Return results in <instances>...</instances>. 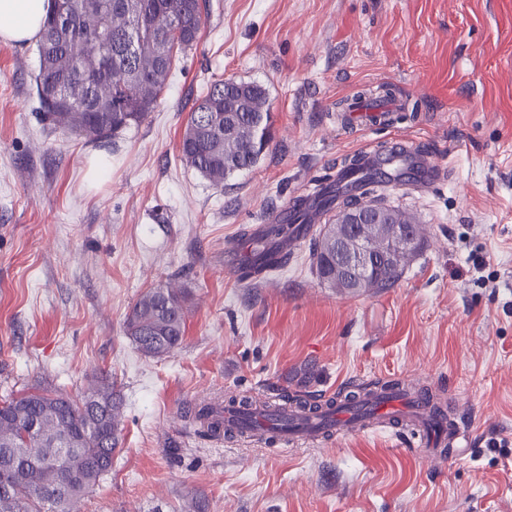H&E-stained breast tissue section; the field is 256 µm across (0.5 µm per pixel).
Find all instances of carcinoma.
<instances>
[{
  "mask_svg": "<svg viewBox=\"0 0 512 512\" xmlns=\"http://www.w3.org/2000/svg\"><path fill=\"white\" fill-rule=\"evenodd\" d=\"M207 0H50L37 41L36 89L43 120L87 143L114 139L154 111L174 57L193 49L208 17ZM172 17L183 26L169 24ZM266 89L256 82L217 80L198 98L183 126L180 159L215 187L258 163L271 141ZM322 211L361 204V196L332 186L319 193ZM314 238L312 265L320 282L339 292L334 224ZM376 249L390 248L388 224L367 226ZM258 260L241 267V278L260 276L286 256L256 248ZM410 258L382 262L366 287L391 288ZM187 290L153 288L130 307L125 332L148 357L179 348L186 327ZM122 403L108 377H95L73 398L31 387L0 403V512H78L77 504L112 469L120 444ZM216 433L223 422L211 406L194 412Z\"/></svg>",
  "mask_w": 512,
  "mask_h": 512,
  "instance_id": "1",
  "label": "carcinoma"
}]
</instances>
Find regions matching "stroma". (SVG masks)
Listing matches in <instances>:
<instances>
[{"instance_id": "obj_1", "label": "stroma", "mask_w": 512, "mask_h": 512, "mask_svg": "<svg viewBox=\"0 0 512 512\" xmlns=\"http://www.w3.org/2000/svg\"><path fill=\"white\" fill-rule=\"evenodd\" d=\"M210 2L154 112L114 141L51 129L35 44L0 43V401L114 381L121 443L80 512H512V0ZM218 79L266 87L272 123L257 165L220 188L179 157L186 116ZM365 89L408 104L391 129L340 131L341 102ZM365 145L450 170L431 189L377 191L425 230L394 287H328L308 240L261 278L225 266V246ZM98 155L112 167L91 183ZM172 283L189 292L183 343L144 356L126 315ZM390 379L442 395L469 428L464 449L434 455L401 427L251 447L191 415L228 393Z\"/></svg>"}]
</instances>
